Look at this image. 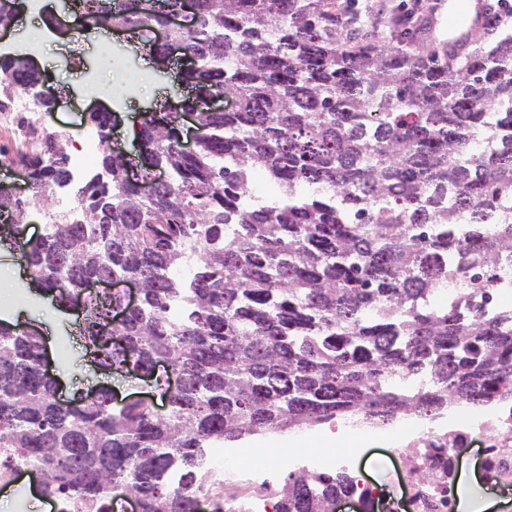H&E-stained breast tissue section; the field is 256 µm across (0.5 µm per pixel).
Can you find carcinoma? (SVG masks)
I'll return each instance as SVG.
<instances>
[{
    "mask_svg": "<svg viewBox=\"0 0 512 512\" xmlns=\"http://www.w3.org/2000/svg\"><path fill=\"white\" fill-rule=\"evenodd\" d=\"M97 25L141 35L181 0H78ZM416 0H197L174 37L196 110L195 152L153 119L138 130L168 176L137 192L131 159L103 150L109 195L76 191L83 217L29 237L25 203L0 199L3 233L39 285L83 312L85 355L107 370L182 378L160 415L109 391L57 406L41 338L0 322V446L43 471V493L141 512H200L171 482L203 481L201 449L336 419L388 425L451 403L492 406L512 385V23L446 59L408 50ZM0 109L44 82L0 58ZM230 93L229 112L207 101ZM16 149L33 196L72 182L58 138ZM262 171L272 198L253 189ZM134 280L139 307L89 279ZM345 470L290 471L276 512H328L357 492Z\"/></svg>",
    "mask_w": 512,
    "mask_h": 512,
    "instance_id": "obj_1",
    "label": "carcinoma"
}]
</instances>
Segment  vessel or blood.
<instances>
[{"label": "vessel or blood", "mask_w": 512, "mask_h": 512, "mask_svg": "<svg viewBox=\"0 0 512 512\" xmlns=\"http://www.w3.org/2000/svg\"><path fill=\"white\" fill-rule=\"evenodd\" d=\"M488 8V0H430L427 20L415 37L448 46L467 42L483 25Z\"/></svg>", "instance_id": "1"}]
</instances>
